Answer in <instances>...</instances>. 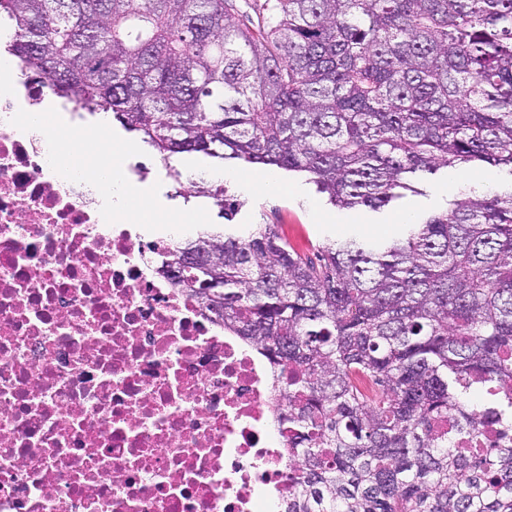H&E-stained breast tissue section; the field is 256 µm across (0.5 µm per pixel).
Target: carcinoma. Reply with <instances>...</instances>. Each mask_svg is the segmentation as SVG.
Here are the masks:
<instances>
[{"instance_id":"carcinoma-1","label":"carcinoma","mask_w":512,"mask_h":512,"mask_svg":"<svg viewBox=\"0 0 512 512\" xmlns=\"http://www.w3.org/2000/svg\"><path fill=\"white\" fill-rule=\"evenodd\" d=\"M0 0L10 50L166 162L310 176L379 209L424 172L512 170V0ZM158 272L257 347L285 393L287 512H512V192L315 257L278 224L205 228Z\"/></svg>"}]
</instances>
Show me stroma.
I'll use <instances>...</instances> for the list:
<instances>
[{"label": "stroma", "instance_id": "1", "mask_svg": "<svg viewBox=\"0 0 512 512\" xmlns=\"http://www.w3.org/2000/svg\"><path fill=\"white\" fill-rule=\"evenodd\" d=\"M124 169L130 191L150 197L155 209L189 210L203 214L204 225L226 228L236 235L246 234L257 224L281 225L290 243L299 251L346 235H401L400 218L411 214L419 220L445 211L451 203L469 192L507 193L512 191V171L506 169H464L461 179L441 168L417 181L416 189L378 210L340 209L329 203L305 175L278 170L280 190L264 194L243 184L227 180V172L244 171L240 161H212L198 154H176L160 162L147 146L124 156ZM224 189L227 199L238 202L232 216H223L213 199L195 194L196 182Z\"/></svg>", "mask_w": 512, "mask_h": 512}]
</instances>
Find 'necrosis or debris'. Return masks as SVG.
I'll use <instances>...</instances> for the list:
<instances>
[{
    "label": "necrosis or debris",
    "mask_w": 512,
    "mask_h": 512,
    "mask_svg": "<svg viewBox=\"0 0 512 512\" xmlns=\"http://www.w3.org/2000/svg\"><path fill=\"white\" fill-rule=\"evenodd\" d=\"M25 112L0 94V512H285L267 365L158 273L146 201L102 209L110 130Z\"/></svg>",
    "instance_id": "1"
}]
</instances>
